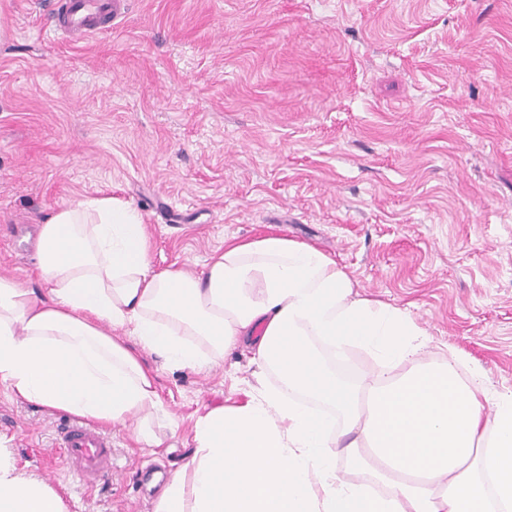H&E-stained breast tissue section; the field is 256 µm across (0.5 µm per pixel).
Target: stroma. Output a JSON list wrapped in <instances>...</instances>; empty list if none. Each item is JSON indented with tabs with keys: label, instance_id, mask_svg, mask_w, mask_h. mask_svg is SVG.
Segmentation results:
<instances>
[{
	"label": "stroma",
	"instance_id": "35a3bbf8",
	"mask_svg": "<svg viewBox=\"0 0 512 512\" xmlns=\"http://www.w3.org/2000/svg\"><path fill=\"white\" fill-rule=\"evenodd\" d=\"M56 0H0V276L42 287L41 224L116 197L155 268L203 270L230 242L308 243L356 291L409 309L427 355L512 390V0H130L111 32H45ZM249 347L200 372L143 360L175 428L87 488L57 453L58 411L0 384V446L71 512H154L198 412L246 401Z\"/></svg>",
	"mask_w": 512,
	"mask_h": 512
}]
</instances>
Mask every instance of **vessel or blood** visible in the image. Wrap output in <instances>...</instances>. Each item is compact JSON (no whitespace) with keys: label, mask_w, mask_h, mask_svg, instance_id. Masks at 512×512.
I'll use <instances>...</instances> for the list:
<instances>
[{"label":"vessel or blood","mask_w":512,"mask_h":512,"mask_svg":"<svg viewBox=\"0 0 512 512\" xmlns=\"http://www.w3.org/2000/svg\"><path fill=\"white\" fill-rule=\"evenodd\" d=\"M55 35L78 44L118 26L128 9L127 0H57ZM57 442L71 473L86 487L111 482L114 473L112 440L93 427L72 418L60 420Z\"/></svg>","instance_id":"1"}]
</instances>
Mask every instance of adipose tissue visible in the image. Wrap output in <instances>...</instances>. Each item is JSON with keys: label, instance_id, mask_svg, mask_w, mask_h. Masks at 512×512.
<instances>
[{"label": "adipose tissue", "instance_id": "adipose-tissue-1", "mask_svg": "<svg viewBox=\"0 0 512 512\" xmlns=\"http://www.w3.org/2000/svg\"><path fill=\"white\" fill-rule=\"evenodd\" d=\"M38 251L48 290L0 276V384L19 399L102 426L141 415L134 440L154 448L165 409L142 350L203 370L247 340L277 379L198 415L155 512H512V391L425 360L426 329L312 246L268 236L225 245L197 275L158 270L137 210L102 197L54 212ZM352 345L379 375L344 379L324 356ZM340 455L384 493L337 480ZM0 512L71 509L0 448Z\"/></svg>", "mask_w": 512, "mask_h": 512}]
</instances>
